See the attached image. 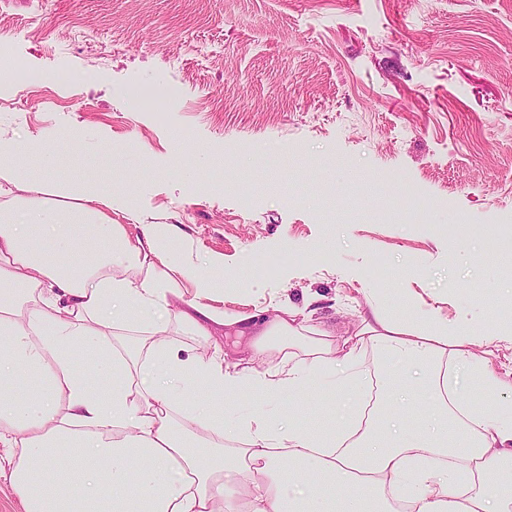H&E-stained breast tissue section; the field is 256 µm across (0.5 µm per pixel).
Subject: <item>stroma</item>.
Returning a JSON list of instances; mask_svg holds the SVG:
<instances>
[{"instance_id":"35a3bbf8","label":"stroma","mask_w":512,"mask_h":512,"mask_svg":"<svg viewBox=\"0 0 512 512\" xmlns=\"http://www.w3.org/2000/svg\"><path fill=\"white\" fill-rule=\"evenodd\" d=\"M0 28L54 77L0 81V137L55 152L45 188L125 184L225 273L268 263L224 309L311 301L341 339L382 270L477 335L512 319V0H0Z\"/></svg>"}]
</instances>
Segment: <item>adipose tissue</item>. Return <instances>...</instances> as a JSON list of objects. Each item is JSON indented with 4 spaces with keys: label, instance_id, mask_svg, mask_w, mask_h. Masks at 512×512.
Returning <instances> with one entry per match:
<instances>
[{
    "label": "adipose tissue",
    "instance_id": "adipose-tissue-1",
    "mask_svg": "<svg viewBox=\"0 0 512 512\" xmlns=\"http://www.w3.org/2000/svg\"><path fill=\"white\" fill-rule=\"evenodd\" d=\"M77 196L0 201V479L25 512H512V411L496 405L512 368L477 354L465 323L375 303L339 342L302 309L227 311L174 225L133 235L116 188ZM159 309L210 356L159 340ZM228 334L263 371L225 365ZM365 349L374 370L357 367ZM245 387L257 405L229 452L223 401ZM304 389L342 412L316 430L290 413L270 424L265 401Z\"/></svg>",
    "mask_w": 512,
    "mask_h": 512
}]
</instances>
